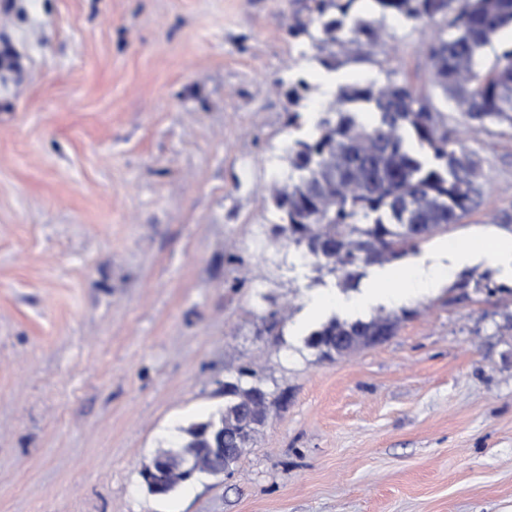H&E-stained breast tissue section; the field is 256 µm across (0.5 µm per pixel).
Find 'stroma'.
Instances as JSON below:
<instances>
[{"mask_svg":"<svg viewBox=\"0 0 512 512\" xmlns=\"http://www.w3.org/2000/svg\"><path fill=\"white\" fill-rule=\"evenodd\" d=\"M297 0H0V512H512V137L469 138L485 198L356 287L265 233L287 91L311 125L369 64L310 66ZM396 76L439 29L386 21ZM503 250H481L483 240ZM446 268L425 293L380 290ZM486 274L501 292L457 287ZM289 305L280 333L269 312ZM396 317L333 361L329 317ZM242 367L284 395L238 464L167 495L140 471Z\"/></svg>","mask_w":512,"mask_h":512,"instance_id":"obj_1","label":"stroma"}]
</instances>
